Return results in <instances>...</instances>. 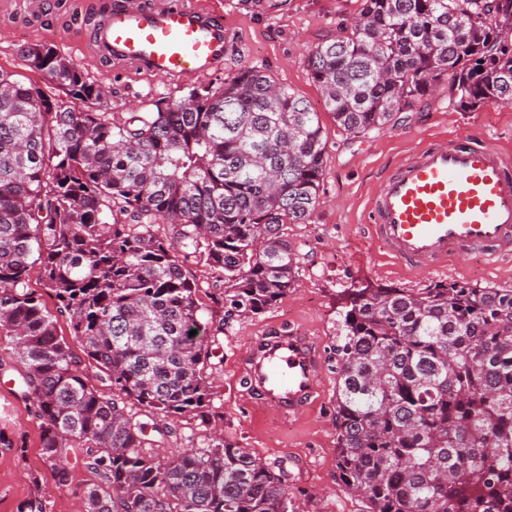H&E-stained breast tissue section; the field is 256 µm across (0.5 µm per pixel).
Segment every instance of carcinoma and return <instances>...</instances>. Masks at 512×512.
Here are the masks:
<instances>
[{
	"label": "carcinoma",
	"mask_w": 512,
	"mask_h": 512,
	"mask_svg": "<svg viewBox=\"0 0 512 512\" xmlns=\"http://www.w3.org/2000/svg\"><path fill=\"white\" fill-rule=\"evenodd\" d=\"M512 0H363L309 54L336 127L362 137L436 87L454 109L512 104ZM21 57L63 97L0 67V336L23 368L44 462L98 482L82 512H300L288 470L223 434L156 458L133 401L209 417V339L192 257L224 320L294 287L288 225L307 224L326 147L308 101L257 68L121 121L47 43ZM163 222L171 233L156 235ZM47 308L30 287L33 252ZM336 345V468L363 512H512V289L353 288ZM69 321L76 353L58 331ZM196 331L190 335V331ZM95 363L112 395L88 383Z\"/></svg>",
	"instance_id": "carcinoma-1"
}]
</instances>
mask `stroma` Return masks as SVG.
Segmentation results:
<instances>
[{
	"label": "stroma",
	"mask_w": 512,
	"mask_h": 512,
	"mask_svg": "<svg viewBox=\"0 0 512 512\" xmlns=\"http://www.w3.org/2000/svg\"><path fill=\"white\" fill-rule=\"evenodd\" d=\"M224 15L234 53L223 71L203 85L223 84L240 69L256 67L303 96L318 112L325 133L320 204L306 224L288 228L300 253L294 288L257 315L224 324L205 369L213 412L220 414L225 438L238 442L270 464H284L291 489L300 491L304 512H359L361 503L336 471V356L332 350L349 289L364 285L422 288L464 280L480 288H512V260L497 264L474 257L447 270L407 272L370 239L366 224L371 194L384 171L426 138L465 131L487 143L512 149V106L488 105L459 112L446 93L424 97L412 111L397 113L383 129L358 138L337 129L322 94L310 78L308 59L322 40L349 29L362 0H211ZM82 0H0V67L25 73L22 47L46 42L86 66L106 93L96 108L114 118L146 112L155 101L176 98L185 83L147 76L121 65L88 64V49L76 17ZM294 325L320 342L326 359L325 394L309 418L289 422L274 409L249 402L238 382L240 360L254 336L269 325ZM96 477L73 464L69 485L59 486L43 462L34 407L21 395L20 368L0 339V512H18L33 495L45 496L48 512H77L83 490Z\"/></svg>",
	"instance_id": "obj_1"
}]
</instances>
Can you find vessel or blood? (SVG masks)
Here are the masks:
<instances>
[{
	"label": "vessel or blood",
	"instance_id": "b4317fda",
	"mask_svg": "<svg viewBox=\"0 0 512 512\" xmlns=\"http://www.w3.org/2000/svg\"><path fill=\"white\" fill-rule=\"evenodd\" d=\"M90 62L193 81L219 71L231 45L224 16L207 0L129 8L92 0ZM368 231L407 270L430 273L471 256L512 257V154L463 136L426 142L397 164L371 201ZM318 344L290 329L258 336L240 368L245 394L288 419L305 418L322 394Z\"/></svg>",
	"mask_w": 512,
	"mask_h": 512
}]
</instances>
